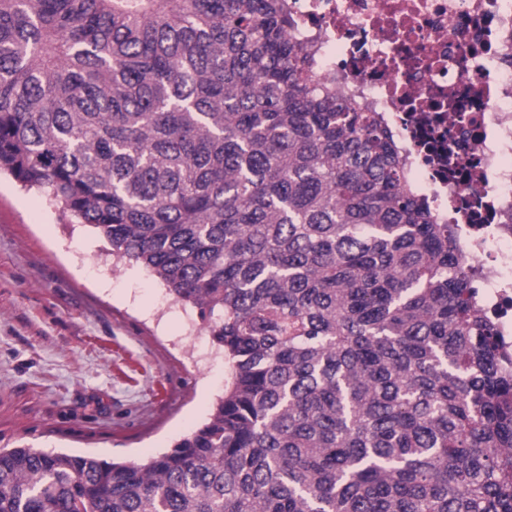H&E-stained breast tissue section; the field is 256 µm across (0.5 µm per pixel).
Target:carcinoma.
<instances>
[{
	"instance_id": "cac0c4a2",
	"label": "carcinoma",
	"mask_w": 512,
	"mask_h": 512,
	"mask_svg": "<svg viewBox=\"0 0 512 512\" xmlns=\"http://www.w3.org/2000/svg\"><path fill=\"white\" fill-rule=\"evenodd\" d=\"M286 0H0V172L198 310L232 379L143 463L0 448V512H512V371Z\"/></svg>"
}]
</instances>
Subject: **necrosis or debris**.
I'll return each mask as SVG.
<instances>
[{
	"instance_id": "1",
	"label": "necrosis or debris",
	"mask_w": 512,
	"mask_h": 512,
	"mask_svg": "<svg viewBox=\"0 0 512 512\" xmlns=\"http://www.w3.org/2000/svg\"><path fill=\"white\" fill-rule=\"evenodd\" d=\"M313 84L378 113L512 341V0H287Z\"/></svg>"
}]
</instances>
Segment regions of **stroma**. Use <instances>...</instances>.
Listing matches in <instances>:
<instances>
[{"label": "stroma", "instance_id": "obj_1", "mask_svg": "<svg viewBox=\"0 0 512 512\" xmlns=\"http://www.w3.org/2000/svg\"><path fill=\"white\" fill-rule=\"evenodd\" d=\"M231 375L197 309L0 177V447L143 460L202 424Z\"/></svg>", "mask_w": 512, "mask_h": 512}]
</instances>
